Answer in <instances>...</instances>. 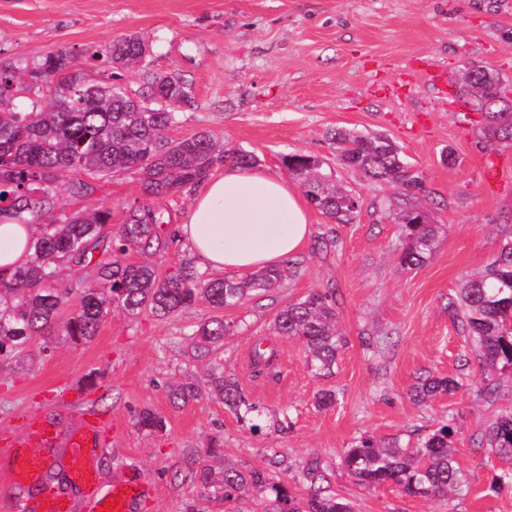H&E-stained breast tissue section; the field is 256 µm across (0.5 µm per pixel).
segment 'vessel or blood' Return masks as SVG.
<instances>
[{"label":"vessel or blood","mask_w":512,"mask_h":512,"mask_svg":"<svg viewBox=\"0 0 512 512\" xmlns=\"http://www.w3.org/2000/svg\"><path fill=\"white\" fill-rule=\"evenodd\" d=\"M107 422L93 411L68 431H61L56 419L43 414L31 416L21 436L0 442V482L14 485L25 479H39L54 459L42 454V447L61 446L69 449L70 478L85 498L90 512H101L111 504L114 512H135L142 496L134 484L105 487L98 478L92 449L102 447Z\"/></svg>","instance_id":"vessel-or-blood-1"}]
</instances>
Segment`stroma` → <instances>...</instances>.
<instances>
[{
    "label": "stroma",
    "instance_id": "1",
    "mask_svg": "<svg viewBox=\"0 0 512 512\" xmlns=\"http://www.w3.org/2000/svg\"><path fill=\"white\" fill-rule=\"evenodd\" d=\"M133 33L151 45L152 69L185 81L195 100L168 129L170 139L210 134L254 153L259 167L294 189L285 157L313 155L365 204L347 224L311 209L312 234L286 280L242 306L219 310L201 299L163 318L114 308L87 344L37 339L0 358V438L19 434L43 410L69 428L98 407L110 428L95 467L105 484L151 487L138 512H266L267 494L228 502L183 475L200 464L217 479L228 462L268 468L303 495L301 470L315 459L356 512H512V488L494 487L505 464L478 440L483 424L512 406V383L502 382L494 399L476 397L484 371L465 354L448 310L461 278L512 236V150L485 149L479 114L458 99L468 62L512 83V0H0V58L30 64L66 51L91 83L111 82L112 64L100 51ZM334 129L389 135L423 173L422 204L445 227L425 263H400V230L385 214L400 188L344 167L327 139ZM448 148L450 164L442 159ZM146 201L141 174L127 172L97 182L82 202L60 194L57 207L106 210L119 225L130 206ZM315 289L334 292L347 340L332 374L320 378L302 343L273 327L280 309ZM212 318L229 331L203 352L194 332ZM259 339L276 353L262 374L251 362ZM218 366L259 406L261 428L218 398L173 404L172 386L209 389ZM427 371L458 380L460 389L413 403L409 389ZM328 389L335 405L318 408L317 393ZM146 409L164 419L163 431L141 427ZM451 415L461 492L369 491L341 464L361 436L410 446ZM282 418L288 430L278 429Z\"/></svg>",
    "mask_w": 512,
    "mask_h": 512
}]
</instances>
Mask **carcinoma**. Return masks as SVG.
<instances>
[{
  "instance_id": "1",
  "label": "carcinoma",
  "mask_w": 512,
  "mask_h": 512,
  "mask_svg": "<svg viewBox=\"0 0 512 512\" xmlns=\"http://www.w3.org/2000/svg\"><path fill=\"white\" fill-rule=\"evenodd\" d=\"M118 68H140L147 92L132 94L119 84L91 85L73 68L66 51L49 54L21 68L0 59V217L6 215L32 228L31 254L26 263L0 272V357L24 350L37 337L64 336L76 345L92 340L110 307L131 314L150 310L158 316L176 313L205 299L212 307L234 308L247 296L277 286L284 271L265 269L246 277H209L187 255L162 275L148 257L165 251L177 239L165 212L142 205L128 210L117 232L112 214L85 208L54 214L57 194L67 191L82 200L94 192V182L121 171L139 172L143 189L152 199L174 196L200 184L211 169L227 161L251 166L256 157L224 148L208 134L179 141L166 136L176 124L178 110L194 100L183 81L153 72L152 47L137 35L120 38L105 48ZM65 84L70 98L65 107L41 104L43 85L53 79ZM464 94L483 117L482 139L487 149L512 148V102L500 96L503 83L483 65L467 64ZM23 98L30 111L18 112L14 101ZM328 140L342 164L374 183L403 188L404 204L389 209L401 227L406 246L401 263L417 266L435 251L442 225L416 198L425 180L406 162L401 147L386 134L366 136L333 130ZM288 172L300 183L308 200L336 223H347L361 211L364 199L322 171L324 161L294 154L285 158ZM147 256L132 262L128 253ZM73 307L66 319L64 309ZM448 310L460 324L470 347L488 375L480 395L489 399L500 383L495 376L512 374V239L502 242L496 255L479 273L464 278ZM281 336L298 339L307 353V366L318 377L332 374L346 344L339 329L336 300L328 291H312L288 303L275 316ZM224 322L212 319L195 331L197 347L224 338ZM275 353L258 342L252 351L257 368L271 366ZM459 388L448 377H419L412 386L415 401L423 402ZM254 421L261 418L256 404L219 373L207 392ZM202 397L193 383L170 393L173 402ZM454 426L444 421L412 448L360 438L346 449L343 465L354 481L369 490L394 484L412 496L441 497L458 491L463 473L455 465L451 436ZM481 439L511 469L499 484L512 485V410L498 413L481 431ZM308 494L297 496L270 483L268 474L233 463L224 464V500L252 490L273 494L269 512H353L352 505L327 492L325 471L318 460L302 469ZM184 480L204 488L212 485L211 471L202 466L187 471Z\"/></svg>"
}]
</instances>
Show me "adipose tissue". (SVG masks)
Returning <instances> with one entry per match:
<instances>
[{"instance_id":"1","label":"adipose tissue","mask_w":512,"mask_h":512,"mask_svg":"<svg viewBox=\"0 0 512 512\" xmlns=\"http://www.w3.org/2000/svg\"><path fill=\"white\" fill-rule=\"evenodd\" d=\"M177 234L205 267L246 273L280 265L302 249L311 234L309 208L280 177L229 165L202 183ZM30 241V227L1 219L0 268L23 264Z\"/></svg>"}]
</instances>
